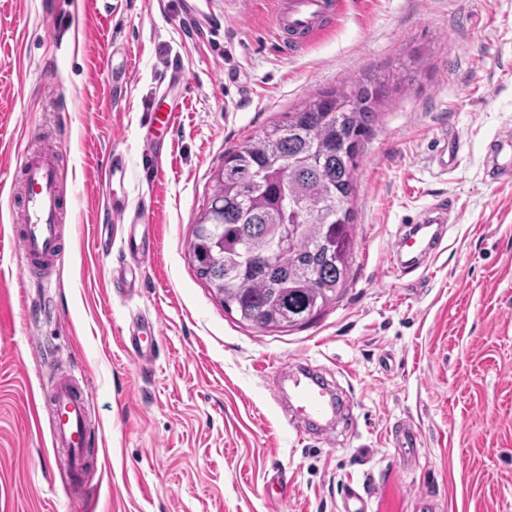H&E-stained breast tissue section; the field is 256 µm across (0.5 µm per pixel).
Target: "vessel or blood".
Wrapping results in <instances>:
<instances>
[{"label": "vessel or blood", "instance_id": "1", "mask_svg": "<svg viewBox=\"0 0 512 512\" xmlns=\"http://www.w3.org/2000/svg\"><path fill=\"white\" fill-rule=\"evenodd\" d=\"M342 0H287L282 11L276 12L272 35L288 39L290 46L318 35L327 19L340 14ZM434 161L441 170L454 168L458 148L447 136L436 137ZM487 170L497 179H512V129L497 134L485 149ZM59 153L44 148L27 154L23 159L24 181L19 188L23 198V229L19 235L20 263L23 270L40 269L50 272L62 254L63 196L60 191ZM446 203L426 208L416 223L407 225L396 236V250L420 259L429 255L442 242L447 221ZM294 404L292 421L300 428L317 422L338 420L339 413L327 387L302 372L293 381ZM50 410L53 414L55 446L66 449L74 472H82L84 450L89 444L90 410L75 385L63 379L56 385Z\"/></svg>", "mask_w": 512, "mask_h": 512}]
</instances>
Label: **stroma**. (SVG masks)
<instances>
[{"label":"stroma","mask_w":512,"mask_h":512,"mask_svg":"<svg viewBox=\"0 0 512 512\" xmlns=\"http://www.w3.org/2000/svg\"><path fill=\"white\" fill-rule=\"evenodd\" d=\"M274 2L111 0L95 18L82 0H0V512H343L362 483L378 490L371 512H512V183L484 162L512 126V0H344L293 52L270 36ZM350 79L385 90L360 145L348 279L309 321L251 326L189 253L214 176ZM168 110L179 123L150 183L142 137ZM444 133L460 146L445 173L431 162ZM48 142L68 211L46 276L19 268L10 185ZM115 156L123 174L104 182ZM116 197L140 223H111ZM441 200V246L402 269L396 231ZM131 235L151 238L150 258L124 252ZM141 318L156 330L148 369L126 345ZM299 363L342 396L355 434L290 424ZM63 374L94 421L77 479L48 411L30 413ZM399 424L414 455L392 446Z\"/></svg>","instance_id":"1"}]
</instances>
